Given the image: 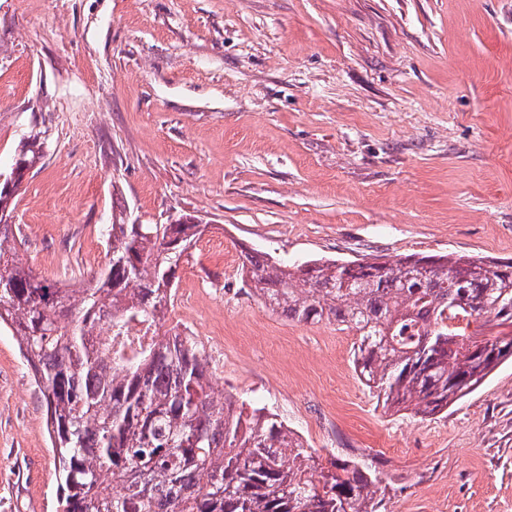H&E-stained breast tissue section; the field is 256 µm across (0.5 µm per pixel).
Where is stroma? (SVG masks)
I'll use <instances>...</instances> for the list:
<instances>
[{
	"mask_svg": "<svg viewBox=\"0 0 512 512\" xmlns=\"http://www.w3.org/2000/svg\"><path fill=\"white\" fill-rule=\"evenodd\" d=\"M21 261L79 284L108 224L190 214L181 335L226 393L326 458L376 465L380 512H512V362L447 411L383 408L354 331L265 309L234 270L457 253L512 261V0H0V176ZM55 453L0 330V512H53ZM41 132H36L30 135L26 141L20 146L16 158V164L25 163L27 168L35 167L43 157L44 140L41 137Z\"/></svg>",
	"mask_w": 512,
	"mask_h": 512,
	"instance_id": "35a3bbf8",
	"label": "stroma"
}]
</instances>
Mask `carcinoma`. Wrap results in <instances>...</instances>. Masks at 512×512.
Wrapping results in <instances>:
<instances>
[{
  "label": "carcinoma",
  "instance_id": "1",
  "mask_svg": "<svg viewBox=\"0 0 512 512\" xmlns=\"http://www.w3.org/2000/svg\"><path fill=\"white\" fill-rule=\"evenodd\" d=\"M40 133L16 163L43 157ZM195 216L109 224L106 269L86 284L41 279L18 258L19 225L0 222V327L16 336L45 403L59 464L55 512H378L376 469L316 457L263 408L214 390L202 345L165 328L175 271L202 234ZM242 283L265 307L358 336L354 364L386 408L434 415L512 361V263L464 254L313 259L244 255ZM133 320L156 339L135 357L92 339Z\"/></svg>",
  "mask_w": 512,
  "mask_h": 512
}]
</instances>
